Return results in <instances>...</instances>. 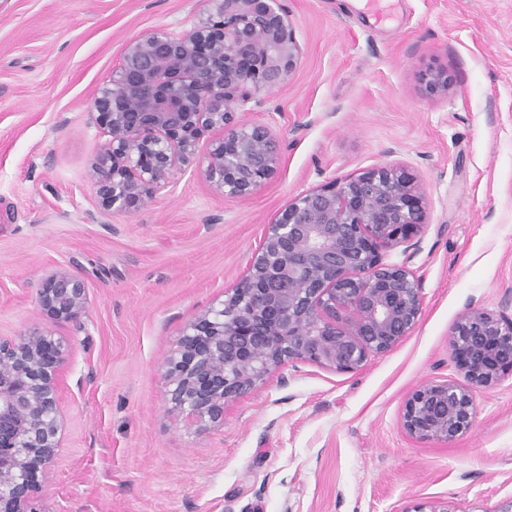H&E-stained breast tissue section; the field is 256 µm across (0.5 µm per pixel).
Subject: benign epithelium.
Returning <instances> with one entry per match:
<instances>
[{"mask_svg":"<svg viewBox=\"0 0 512 512\" xmlns=\"http://www.w3.org/2000/svg\"><path fill=\"white\" fill-rule=\"evenodd\" d=\"M186 33L152 30L128 41L110 85L93 99L109 136L90 161L100 209L133 212L177 169L198 170L229 197L256 193L274 174L278 144L237 110L288 81L299 44L277 0H208ZM429 95L448 93L445 70L422 77ZM211 140L205 157L198 143ZM426 199L406 169L377 166L295 196L265 230L249 273L227 298L185 328L165 362L169 413L187 425L224 423V407L248 396L286 363L353 372L409 335L422 310L411 270L382 252L423 227ZM38 305L53 322L87 313L83 282L51 272ZM449 349L467 384L427 382L402 410L422 441L472 429L474 391L512 372V320L468 309ZM69 345L46 329L0 336V512H46L43 501L64 426L62 374Z\"/></svg>","mask_w":512,"mask_h":512,"instance_id":"1","label":"benign epithelium"}]
</instances>
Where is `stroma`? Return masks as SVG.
Returning <instances> with one entry per match:
<instances>
[{"label":"stroma","mask_w":512,"mask_h":512,"mask_svg":"<svg viewBox=\"0 0 512 512\" xmlns=\"http://www.w3.org/2000/svg\"><path fill=\"white\" fill-rule=\"evenodd\" d=\"M300 54L288 81L238 112L279 145L247 198L177 170L137 211H101L89 175L107 133L92 99L140 33L184 32L207 0H0V336L69 345L64 428L46 512H497L512 499V372L476 393L471 430L402 426L423 383H464L448 349L468 309L512 318V0H279ZM454 81L429 96L422 75ZM426 198L422 231L384 251L421 288V316L354 372L290 363L208 430L167 412L163 364L185 326L247 273L298 194L378 165ZM83 280L80 323L37 294ZM38 305L52 322H77L88 310L85 286L68 270L55 269L39 289Z\"/></svg>","instance_id":"obj_1"}]
</instances>
